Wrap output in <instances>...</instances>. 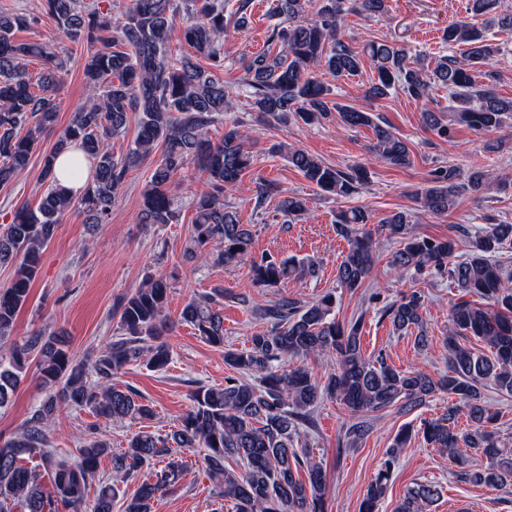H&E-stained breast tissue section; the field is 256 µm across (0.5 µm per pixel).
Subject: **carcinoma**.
Instances as JSON below:
<instances>
[{"mask_svg":"<svg viewBox=\"0 0 512 512\" xmlns=\"http://www.w3.org/2000/svg\"><path fill=\"white\" fill-rule=\"evenodd\" d=\"M367 15L388 10L387 0H273L277 20L269 40L279 44L278 56L269 63L264 53L244 61L245 87L251 108L269 123H280L293 114L311 124L328 113L338 114L348 127L374 129V155L391 167H408L411 154L404 141L378 125L370 112L331 102L330 85L315 74L340 78L354 75L363 65L358 52L344 40L343 19L348 2ZM46 13L58 34L75 43L98 44L86 64L89 104L74 113L53 150L44 155L42 179L47 189L36 208H17L11 222L0 227V265L14 266L10 285L0 288V343L10 338L18 312L26 304L41 250L52 238L61 217L82 209L86 223L94 228L111 220L112 208L130 168L162 145V158L154 167L143 193L139 223L171 224L176 219L167 186L184 163L197 162L206 176L209 191L196 202L191 242L216 249L215 262L249 265V286L274 288L299 271L315 272L313 264L295 257L259 258L250 252L253 233L224 204V193L234 190L253 158L246 145L248 135L234 123L214 143L207 127L231 111L232 102L224 82L214 74L224 69V18L247 25V0H130L119 23L111 10H102L95 0H45ZM499 0H469L471 14L485 17L481 28L465 20L448 24L442 40L465 47L467 63L441 56L432 70L410 60L405 48L372 41L365 51L376 68L377 81L366 97L376 100L395 90L420 101L439 86L448 90L447 110L452 121L469 129L493 133L512 115V99L500 98L491 82L493 66L502 54L500 44L487 37L494 26L512 29V14L499 13ZM185 14V21L177 16ZM39 18L23 13L0 12V184L24 170L39 142L57 120L58 86L66 62L47 43H23L14 39L17 30L37 24ZM207 62L206 71L190 59L173 52L172 34ZM125 46L119 50L116 44ZM44 61L37 86H32L26 65L30 58ZM487 82L479 84L475 73ZM140 114L138 132L123 157L112 153V136L123 131L128 113ZM75 144L93 168L92 179L81 196L60 187L54 177L57 156ZM306 179L338 198L358 195L368 183V170L354 165L343 171L326 165L300 148L277 149ZM488 187L485 171L466 173L453 166L433 170L430 185L418 191L423 207L445 215L465 193L478 194ZM307 210L298 195L281 199L278 213L298 219ZM371 213L351 207L336 214V230L348 242V251L336 268V282L351 292L362 287L375 265V241L366 229ZM381 227L399 240L400 248L390 265L399 274L446 275L461 297L448 317V374L433 379L419 369L399 371L381 359L367 356L361 345L363 318L347 325L333 314L336 295L328 291L311 304L283 297L264 312L267 327L250 337L251 346L224 350V364L235 374L224 386H199L194 406L166 434L139 431L127 448L112 453L109 443L88 439L78 461L57 457L48 444V427L59 405L89 409L108 422L148 420L152 408L134 399L112 379L135 363L163 370L171 353L161 336L167 330L166 308L169 282L151 278L120 306L117 338L91 365L73 361L61 336L37 333L10 356H0V407L6 406L25 376L29 356L37 357L36 369L46 392L41 405L20 435L0 444V512H12L15 501L25 512H81L86 503L89 479L100 457L112 456V471L126 479L153 463L163 467L156 480L143 481L124 512H155V502L177 485L185 464L176 455L179 448H204L203 461L209 477L217 481L218 494L235 512H324L327 493L323 469L307 449H298L303 431L314 426V408L324 399H336L355 419L348 436L363 438L368 432L366 416L393 405L410 412L439 392L456 398L448 412L421 424L425 442L459 460L460 480L499 489L512 485V448H503L493 424L499 412L485 398L492 385L512 395V280L505 277L495 255L512 246V224L500 222L477 229L469 236V253L454 260L451 239L421 238L411 234L408 215L398 212L381 221ZM477 295L485 303L468 296ZM425 298L410 290L383 308L393 329L406 334L423 329ZM182 320L193 326L208 344L224 346V316L212 297L190 299ZM472 336L487 347L476 352L460 343ZM312 356H334L336 371L316 378L303 365L290 366ZM94 376L103 387L89 382ZM464 413L471 429L457 427ZM408 441L407 431L394 439L378 475L368 486L359 512H377L384 497L389 472ZM39 457L50 468L53 494L41 490L39 474L21 464L22 455ZM117 485L99 489L92 512H112ZM441 491L431 483L409 490L396 512H430Z\"/></svg>","mask_w":512,"mask_h":512,"instance_id":"carcinoma-1","label":"carcinoma"}]
</instances>
